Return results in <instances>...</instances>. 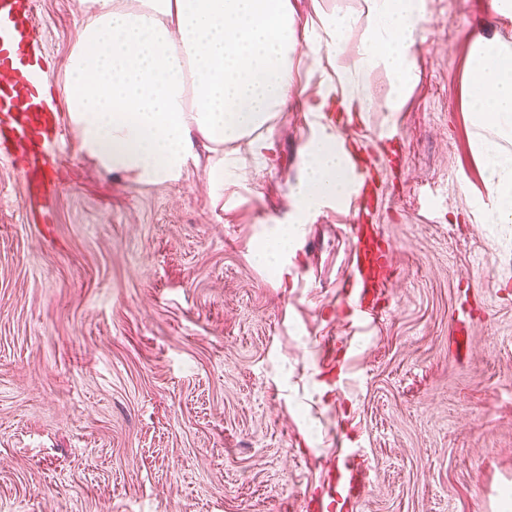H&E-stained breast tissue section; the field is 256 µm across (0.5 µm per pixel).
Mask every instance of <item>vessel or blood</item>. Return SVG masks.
<instances>
[{
    "instance_id": "b4317fda",
    "label": "vessel or blood",
    "mask_w": 512,
    "mask_h": 512,
    "mask_svg": "<svg viewBox=\"0 0 512 512\" xmlns=\"http://www.w3.org/2000/svg\"><path fill=\"white\" fill-rule=\"evenodd\" d=\"M31 12L32 0H0V160L16 164L26 181V205L39 208L56 192L42 167L57 158L53 131L60 114L56 98L43 89L48 60L42 32L29 22ZM352 232L339 298L363 322L373 316L383 294L388 256L377 225L359 224ZM359 455V450L349 451L343 466L326 472L323 494L309 497L307 512H356L366 492Z\"/></svg>"
}]
</instances>
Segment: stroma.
<instances>
[{
  "label": "stroma",
  "mask_w": 512,
  "mask_h": 512,
  "mask_svg": "<svg viewBox=\"0 0 512 512\" xmlns=\"http://www.w3.org/2000/svg\"><path fill=\"white\" fill-rule=\"evenodd\" d=\"M483 0H425L398 111L379 68L358 72L365 0H290L320 28L359 23L340 64L365 110L347 137L371 156L394 272L356 329L336 297L350 204L298 213L288 195L309 112H339L329 62L294 61L287 108L259 142L226 145L243 179L212 203L204 161L178 179L109 174L62 125L49 214L0 161V512H300L325 467L360 448L358 512H512V223L487 224L463 112L468 34L512 46ZM45 76L89 15L34 0ZM298 226L275 270L254 256L273 223Z\"/></svg>",
  "instance_id": "1"
}]
</instances>
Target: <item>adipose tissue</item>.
<instances>
[{
    "mask_svg": "<svg viewBox=\"0 0 512 512\" xmlns=\"http://www.w3.org/2000/svg\"><path fill=\"white\" fill-rule=\"evenodd\" d=\"M91 21L79 31L67 66L66 113L80 150L104 170L136 182L178 178L196 148L206 153L212 200L237 179L227 144L272 124L288 103L294 58L340 56L356 20L324 21L320 39L299 36L288 0H84ZM370 27L360 66L383 68L398 110L410 84L424 0H369ZM464 110L482 133V164L492 223H512V46L496 36L470 38L461 78ZM302 174L290 197L299 213L352 194L354 168L339 133L301 148Z\"/></svg>",
    "mask_w": 512,
    "mask_h": 512,
    "instance_id": "adipose-tissue-1",
    "label": "adipose tissue"
}]
</instances>
